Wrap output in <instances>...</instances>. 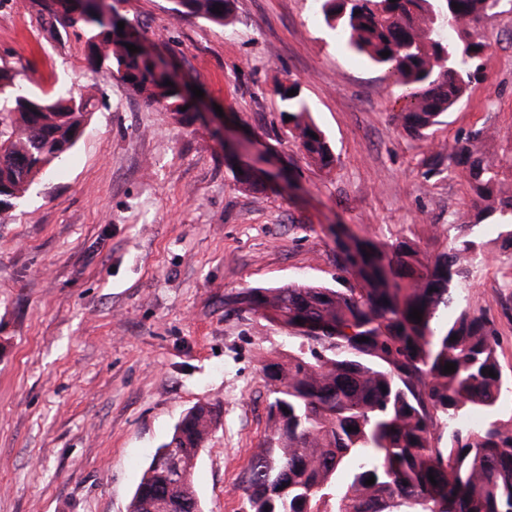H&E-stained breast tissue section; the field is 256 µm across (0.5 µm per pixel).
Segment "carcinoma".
Masks as SVG:
<instances>
[{
  "label": "carcinoma",
  "mask_w": 512,
  "mask_h": 512,
  "mask_svg": "<svg viewBox=\"0 0 512 512\" xmlns=\"http://www.w3.org/2000/svg\"><path fill=\"white\" fill-rule=\"evenodd\" d=\"M37 2L36 24L50 38L80 32L89 71L116 76L148 105L181 113L176 88L141 53L129 52L104 0H83L79 21L59 12L61 0ZM319 2L325 25L405 89L395 120L416 138L480 74L490 44L472 23L506 6L512 11V0ZM171 10L227 26L233 0H173ZM277 94L309 163L330 172L335 155L300 85L290 81ZM94 97L90 90L34 92L0 59V160L28 158L25 169L0 167V211L76 145ZM494 137L481 128L448 150V164L464 168L475 202L473 219L448 225L455 234L443 249L405 237L375 242L336 224V286L300 281L224 296V305L261 315L294 344L287 360L262 366L271 434L244 472V512H512V417H498L512 383L503 378L493 320L463 294L482 253L473 229L483 221L497 216L501 247L512 259V186L504 178L512 162L485 156ZM414 308L423 311L419 322L409 318ZM448 362L455 371L443 372ZM221 415L220 404L205 402L181 416L128 512H202L193 473ZM372 476L375 483L366 484Z\"/></svg>",
  "instance_id": "obj_1"
}]
</instances>
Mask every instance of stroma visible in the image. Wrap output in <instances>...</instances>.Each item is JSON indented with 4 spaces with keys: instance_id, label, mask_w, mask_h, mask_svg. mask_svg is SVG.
<instances>
[{
    "instance_id": "35a3bbf8",
    "label": "stroma",
    "mask_w": 512,
    "mask_h": 512,
    "mask_svg": "<svg viewBox=\"0 0 512 512\" xmlns=\"http://www.w3.org/2000/svg\"><path fill=\"white\" fill-rule=\"evenodd\" d=\"M172 0H118L177 77L203 91L195 113L144 103L85 69L84 41L37 30L23 0H0V58L35 90L97 84L74 148L0 212V512H128L155 449L190 407H223L193 480L203 512H241V478L268 434L261 368L285 357L284 330L230 312L226 294L332 283L328 225L444 245L473 209L458 167L425 177L430 153L489 127L487 155L512 153V12L484 17V69L424 139L394 119L400 88L321 21L317 0H236L234 23L179 18ZM301 84L329 139L311 166L281 117L279 84ZM221 114H213V107ZM249 139L284 175L253 191L226 161ZM500 229L467 293L494 320L512 377V262Z\"/></svg>"
}]
</instances>
